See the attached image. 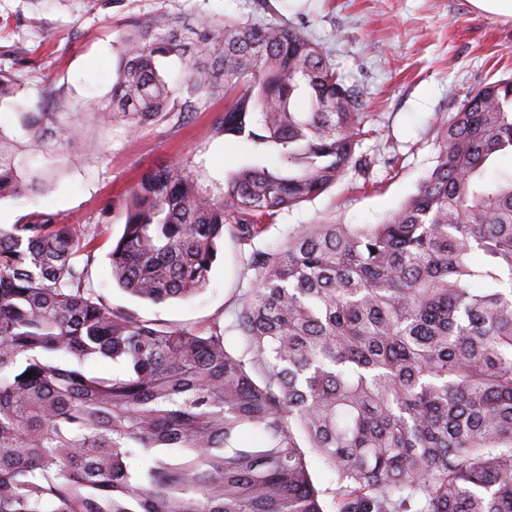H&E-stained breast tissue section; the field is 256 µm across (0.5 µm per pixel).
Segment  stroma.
Wrapping results in <instances>:
<instances>
[{
  "label": "stroma",
  "instance_id": "obj_1",
  "mask_svg": "<svg viewBox=\"0 0 512 512\" xmlns=\"http://www.w3.org/2000/svg\"><path fill=\"white\" fill-rule=\"evenodd\" d=\"M155 13L296 26L323 48L344 83L362 92L365 111L383 131L356 147L372 157L369 176L377 188L361 190L364 176L349 171L327 192L281 212L252 244L235 240L220 247L199 293L161 304L121 290L108 258L123 229L119 206L141 174L180 163L216 194L244 164L275 167L277 153L225 139L220 96L193 119L172 116L136 128L96 125L83 106L112 87L113 45L121 29ZM0 66L18 77L25 106L42 103L49 85L62 97L50 137L60 163L55 184L36 196L1 200L0 227L32 212L86 226L97 243L91 286L114 311L184 327L217 321L227 325L225 343L236 351L242 339L231 329L235 302L255 285L245 263L249 252L278 248L300 224L380 223L415 193L435 165L439 122L456 112L462 89L512 77V17L482 11L472 0H0ZM74 121L99 140L98 154L74 156L61 130Z\"/></svg>",
  "mask_w": 512,
  "mask_h": 512
}]
</instances>
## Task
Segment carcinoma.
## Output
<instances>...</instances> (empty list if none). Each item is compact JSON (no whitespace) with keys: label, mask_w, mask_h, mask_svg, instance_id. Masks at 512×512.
<instances>
[{"label":"carcinoma","mask_w":512,"mask_h":512,"mask_svg":"<svg viewBox=\"0 0 512 512\" xmlns=\"http://www.w3.org/2000/svg\"><path fill=\"white\" fill-rule=\"evenodd\" d=\"M115 73L100 124L190 118L222 94L224 136L283 164L243 166L217 196L181 164L146 171L109 252L140 299L195 295L224 235L251 241L373 165L356 145L378 129L289 24L138 18ZM19 86L0 68V104ZM56 117L27 109L21 138L0 131V199L52 185L33 161ZM439 133L435 166L382 223L300 224L250 254L238 352L217 325L113 311L80 226L0 228V512H512V175L486 177L512 153V78L462 91ZM66 141L100 151L75 127ZM98 358L122 372L95 374ZM252 430L263 444L236 445Z\"/></svg>","instance_id":"carcinoma-1"}]
</instances>
